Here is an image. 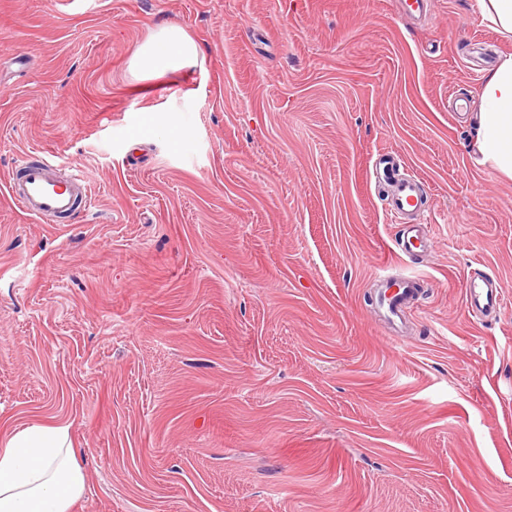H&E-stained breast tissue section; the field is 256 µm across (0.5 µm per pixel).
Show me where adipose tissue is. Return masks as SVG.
<instances>
[{"label": "adipose tissue", "mask_w": 512, "mask_h": 512, "mask_svg": "<svg viewBox=\"0 0 512 512\" xmlns=\"http://www.w3.org/2000/svg\"><path fill=\"white\" fill-rule=\"evenodd\" d=\"M199 53L183 28L167 25L137 49L131 66L148 78L183 70ZM478 97L472 139L478 163L512 179V55L483 77ZM83 492L67 425L37 422L0 436V512H71Z\"/></svg>", "instance_id": "1"}]
</instances>
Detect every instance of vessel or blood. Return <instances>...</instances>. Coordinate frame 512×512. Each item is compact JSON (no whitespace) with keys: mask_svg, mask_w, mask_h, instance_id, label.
Returning a JSON list of instances; mask_svg holds the SVG:
<instances>
[{"mask_svg":"<svg viewBox=\"0 0 512 512\" xmlns=\"http://www.w3.org/2000/svg\"><path fill=\"white\" fill-rule=\"evenodd\" d=\"M56 168V157L49 152L41 153L35 160L23 161L9 180L8 193L24 214L54 224H65L89 212L91 184L88 176L81 172L65 179L58 178ZM374 173L376 179L384 183L389 214L393 218L407 220L403 233L394 241V252L400 257L413 256L421 250L424 240L421 225L411 221L422 208V182L416 176L397 177L395 160L388 155L377 159ZM418 293L416 278L383 281L378 303L386 322L392 326L402 325L403 307ZM502 302L503 291L497 279L485 275L470 277L466 286V305L472 317L496 312Z\"/></svg>","mask_w":512,"mask_h":512,"instance_id":"obj_1","label":"vessel or blood"}]
</instances>
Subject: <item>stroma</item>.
<instances>
[{
	"mask_svg": "<svg viewBox=\"0 0 512 512\" xmlns=\"http://www.w3.org/2000/svg\"><path fill=\"white\" fill-rule=\"evenodd\" d=\"M398 2L0 0V432L69 424L72 512H512V181L452 112L512 39ZM167 24L197 62L134 78ZM41 151L77 223L9 199ZM379 153L429 188L404 259ZM384 267L423 288L400 338ZM467 311L479 319L481 315L500 310L503 291L499 281L485 275L471 276L466 286Z\"/></svg>",
	"mask_w": 512,
	"mask_h": 512,
	"instance_id": "35a3bbf8",
	"label": "stroma"
}]
</instances>
